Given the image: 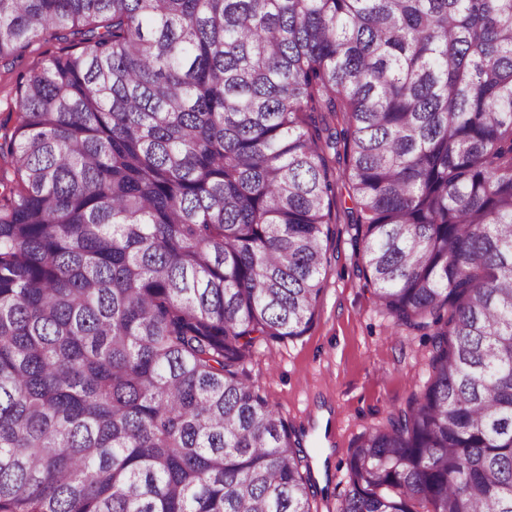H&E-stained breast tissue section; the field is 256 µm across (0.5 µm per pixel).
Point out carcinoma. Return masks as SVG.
I'll list each match as a JSON object with an SVG mask.
<instances>
[{"label":"carcinoma","mask_w":512,"mask_h":512,"mask_svg":"<svg viewBox=\"0 0 512 512\" xmlns=\"http://www.w3.org/2000/svg\"><path fill=\"white\" fill-rule=\"evenodd\" d=\"M53 39L0 138V512H313L246 365L340 181L430 350L336 512H512V0H0V60Z\"/></svg>","instance_id":"obj_1"}]
</instances>
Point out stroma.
<instances>
[{"label":"stroma","mask_w":512,"mask_h":512,"mask_svg":"<svg viewBox=\"0 0 512 512\" xmlns=\"http://www.w3.org/2000/svg\"><path fill=\"white\" fill-rule=\"evenodd\" d=\"M62 47L56 40L37 43L0 61V124H15L7 101L18 75ZM351 205L346 187L337 185L336 236L312 325L299 338L270 343L247 366L300 441L311 468L314 512H335L357 437L405 406L427 375L426 339L394 329L365 285L347 216Z\"/></svg>","instance_id":"stroma-1"}]
</instances>
